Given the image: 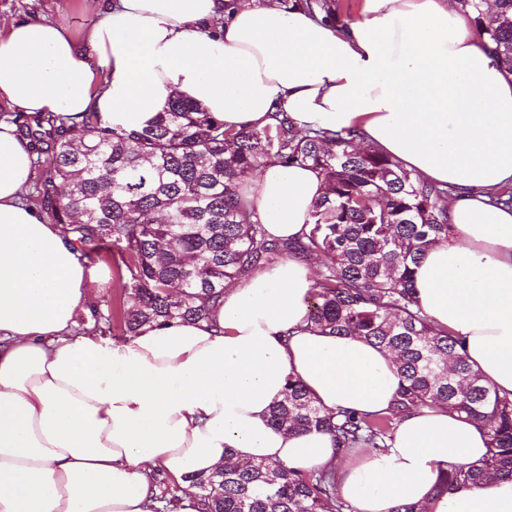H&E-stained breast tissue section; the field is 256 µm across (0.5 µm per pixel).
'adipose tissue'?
<instances>
[{"instance_id": "ef3b65f1", "label": "adipose tissue", "mask_w": 512, "mask_h": 512, "mask_svg": "<svg viewBox=\"0 0 512 512\" xmlns=\"http://www.w3.org/2000/svg\"><path fill=\"white\" fill-rule=\"evenodd\" d=\"M225 128L270 124L361 129L423 180L452 187L454 232L416 267V301L458 337L467 360L512 398V74L453 0H364L336 25L279 0H108L83 40L41 18L0 35V99L28 114L97 112L147 126L173 96ZM27 140L0 121V512H156L151 476L178 487L177 512H199L187 477L225 462L335 465L352 512H512V479L446 485L452 465L488 451L483 427L450 409L396 425L388 448L337 456L330 434L273 425L288 378L323 410L380 413L400 384L393 355L308 323V264L243 273L203 320L143 327L113 340L75 330L97 282L22 200ZM242 198L274 238L307 233L325 184L318 170L268 162Z\"/></svg>"}]
</instances>
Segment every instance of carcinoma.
Listing matches in <instances>:
<instances>
[{"label":"carcinoma","instance_id":"carcinoma-1","mask_svg":"<svg viewBox=\"0 0 512 512\" xmlns=\"http://www.w3.org/2000/svg\"><path fill=\"white\" fill-rule=\"evenodd\" d=\"M340 22L335 0H282ZM455 0L481 40L512 73V0ZM7 122L30 140L42 169L39 205L76 245L96 260L115 251L122 293L102 310L94 329L134 336L150 324L201 320L220 306L224 288L245 270L279 258H327L313 285V327L329 336H360L395 355L402 378L391 408L366 414L326 413L303 385L288 378L271 412L287 431L330 432L338 451L388 447L397 423L422 408H448L478 421L489 453L478 464L452 465L445 480L477 484L512 479V399L474 371L462 342L435 326L418 306L415 267L452 232L444 202L451 188L415 177L356 128L301 129L285 112L260 129L232 130L187 99H173L147 127L111 128L96 112L74 115L14 112ZM269 160L312 166L325 195L312 223L295 240L269 238L238 192L239 178ZM201 512H347L329 470L303 473L263 462L225 465L189 477Z\"/></svg>","mask_w":512,"mask_h":512}]
</instances>
